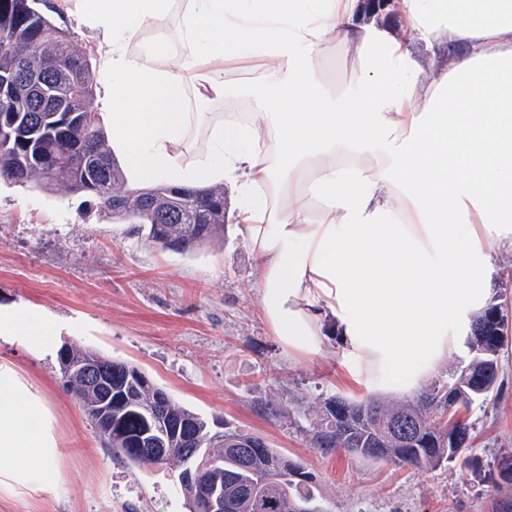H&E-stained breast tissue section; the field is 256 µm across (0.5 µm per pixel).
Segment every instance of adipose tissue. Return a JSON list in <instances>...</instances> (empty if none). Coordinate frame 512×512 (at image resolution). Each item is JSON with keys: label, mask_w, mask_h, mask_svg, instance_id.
Here are the masks:
<instances>
[{"label": "adipose tissue", "mask_w": 512, "mask_h": 512, "mask_svg": "<svg viewBox=\"0 0 512 512\" xmlns=\"http://www.w3.org/2000/svg\"><path fill=\"white\" fill-rule=\"evenodd\" d=\"M54 0L91 32L95 108L129 186L228 183L263 316L403 395L458 351L512 252V0ZM459 46L430 62L414 52ZM246 98V115L210 111ZM49 321L0 310V338ZM45 395L0 362V495L60 481Z\"/></svg>", "instance_id": "1"}]
</instances>
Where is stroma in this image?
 <instances>
[{
  "label": "stroma",
  "instance_id": "1",
  "mask_svg": "<svg viewBox=\"0 0 512 512\" xmlns=\"http://www.w3.org/2000/svg\"><path fill=\"white\" fill-rule=\"evenodd\" d=\"M258 275L235 222L218 243L164 250L88 194L0 181V307L56 323L42 351L24 336L0 340V360L44 393L63 450L57 486L0 497V512H188L172 469L134 468L94 432L62 386L57 353L66 344L131 363L203 418L264 437L313 475L324 512H503L512 487L494 488L488 471L499 449L512 448V338L499 355L500 398L469 414L474 470L325 454L312 435L326 401L372 393L347 376L337 335L322 357L285 354L263 318Z\"/></svg>",
  "mask_w": 512,
  "mask_h": 512
}]
</instances>
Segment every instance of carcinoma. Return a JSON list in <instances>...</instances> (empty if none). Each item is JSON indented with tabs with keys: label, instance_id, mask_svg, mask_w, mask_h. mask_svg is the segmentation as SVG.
Here are the masks:
<instances>
[{
	"label": "carcinoma",
	"instance_id": "carcinoma-1",
	"mask_svg": "<svg viewBox=\"0 0 512 512\" xmlns=\"http://www.w3.org/2000/svg\"><path fill=\"white\" fill-rule=\"evenodd\" d=\"M32 72L41 75L48 91L75 88L69 107L77 116L92 111L91 55L37 8V0H0V76L14 78L13 95L0 100L1 180L37 187L64 184L73 192L90 194L100 209L143 225L148 241L165 250L202 247L224 232V188L186 191L178 206L171 185L127 189L99 124L85 128L55 116L32 97L26 81ZM507 309L504 299L477 317L475 322L484 323V330L468 337L471 360L449 379L431 383L415 400L389 409L372 400L330 399L313 432L315 447L327 453L343 449L399 467L467 466L473 424L461 413L500 393L499 353L508 325L497 327L490 318L506 317ZM66 356L73 364L92 361L112 378L110 418L102 414L103 388L78 374L65 386L106 446L132 466L169 464L181 474L188 460L180 449L190 439L201 448L199 461L221 466L209 472L208 480L224 488V512H305L315 505L312 474L262 437L227 427L211 430L204 418L177 403L136 366L88 348L70 346ZM156 409L182 432L169 437L171 451L150 459L135 447V440L153 429L148 415ZM401 423L409 427L404 437L397 432ZM494 472L495 486H512V449L495 457Z\"/></svg>",
	"mask_w": 512,
	"mask_h": 512
}]
</instances>
